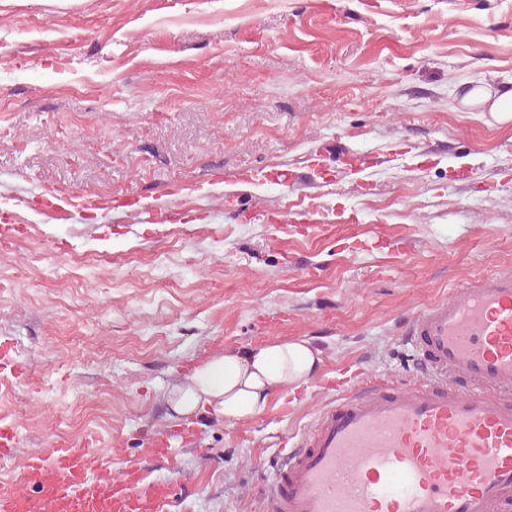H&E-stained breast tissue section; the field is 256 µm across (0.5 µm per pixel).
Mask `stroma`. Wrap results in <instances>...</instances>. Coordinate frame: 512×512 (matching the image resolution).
Wrapping results in <instances>:
<instances>
[{"label":"stroma","instance_id":"1","mask_svg":"<svg viewBox=\"0 0 512 512\" xmlns=\"http://www.w3.org/2000/svg\"><path fill=\"white\" fill-rule=\"evenodd\" d=\"M0 425L116 466L227 350L305 339L296 393L203 415L176 512H263L273 465L356 382L411 384L406 320L512 267V0H0ZM100 210L40 215L38 189ZM309 201L317 228L280 223ZM155 204L147 214L143 204Z\"/></svg>","mask_w":512,"mask_h":512}]
</instances>
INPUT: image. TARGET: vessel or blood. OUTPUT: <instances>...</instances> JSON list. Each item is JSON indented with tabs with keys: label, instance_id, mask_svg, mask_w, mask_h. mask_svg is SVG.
I'll list each match as a JSON object with an SVG mask.
<instances>
[{
	"label": "vessel or blood",
	"instance_id": "vessel-or-blood-1",
	"mask_svg": "<svg viewBox=\"0 0 512 512\" xmlns=\"http://www.w3.org/2000/svg\"><path fill=\"white\" fill-rule=\"evenodd\" d=\"M412 386L358 388L273 468L267 512H512V270L453 290L407 322ZM172 432L114 467L90 440L53 441L0 485V512H169L182 482Z\"/></svg>",
	"mask_w": 512,
	"mask_h": 512
}]
</instances>
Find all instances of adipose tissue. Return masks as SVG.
Segmentation results:
<instances>
[{"label":"adipose tissue","mask_w":512,"mask_h":512,"mask_svg":"<svg viewBox=\"0 0 512 512\" xmlns=\"http://www.w3.org/2000/svg\"><path fill=\"white\" fill-rule=\"evenodd\" d=\"M320 362L303 339L216 355L174 387L170 403L182 417L213 415L230 425L246 422L265 412L276 395L307 382Z\"/></svg>","instance_id":"adipose-tissue-1"}]
</instances>
